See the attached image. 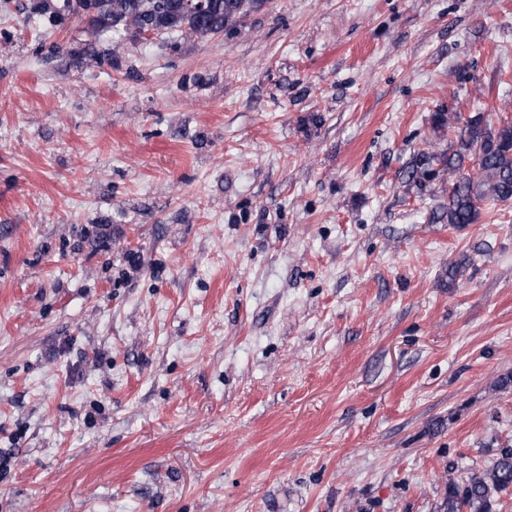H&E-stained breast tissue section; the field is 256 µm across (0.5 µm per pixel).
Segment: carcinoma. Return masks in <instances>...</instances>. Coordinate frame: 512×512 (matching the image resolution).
Wrapping results in <instances>:
<instances>
[{
	"label": "carcinoma",
	"mask_w": 512,
	"mask_h": 512,
	"mask_svg": "<svg viewBox=\"0 0 512 512\" xmlns=\"http://www.w3.org/2000/svg\"><path fill=\"white\" fill-rule=\"evenodd\" d=\"M263 0H31L26 10L54 30L71 20L86 24L88 35L79 47L66 55L77 65L94 64L112 68V52L105 41L116 34L133 36L148 32L173 42L192 36L206 37L231 30ZM440 130L455 133L456 150L446 153L422 152L409 167V177L425 180L437 169L462 170L473 157L479 177L460 176L448 188V204L441 206L440 219L448 224H474L481 205L488 201L512 200V121L490 127L483 115L464 121L461 116L435 114ZM512 489V446L506 445L488 469L459 482L448 479L442 512H491L492 496Z\"/></svg>",
	"instance_id": "carcinoma-1"
}]
</instances>
